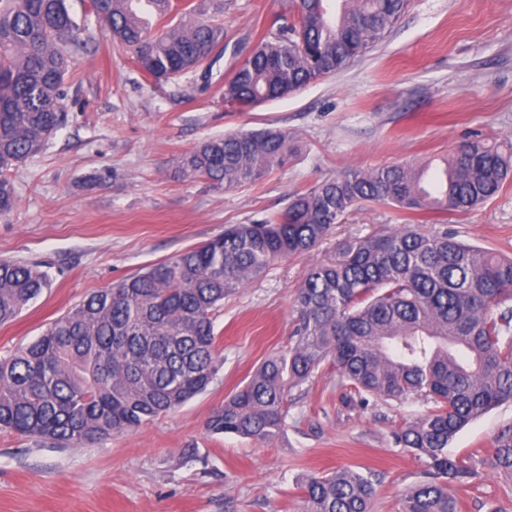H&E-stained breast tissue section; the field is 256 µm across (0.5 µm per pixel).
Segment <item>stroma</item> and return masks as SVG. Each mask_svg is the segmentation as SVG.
<instances>
[{"label":"stroma","mask_w":512,"mask_h":512,"mask_svg":"<svg viewBox=\"0 0 512 512\" xmlns=\"http://www.w3.org/2000/svg\"><path fill=\"white\" fill-rule=\"evenodd\" d=\"M291 0H224V56L291 17ZM91 51L68 91L70 120L16 175L0 217V259L42 264L51 286L0 325V358L35 340L93 291L223 232L280 213L291 193L348 167L451 153L477 138L512 141V0H409L384 42L343 71L251 108L224 102L220 82L189 72L156 88L91 24ZM281 128L298 149L284 167L233 191L181 175L183 154L238 129ZM448 225L466 243L512 253V185L478 210L408 214L367 203L331 240L279 261L225 298L214 326L224 365L177 411L91 445L56 447L0 429V512H301L302 477L339 468L378 479L371 512H400L427 467L393 432L420 401L359 406L332 370L293 390L284 432L269 443L209 433L213 409L288 344L308 266L336 240L384 226ZM512 403L477 418L448 451L471 475L451 486L459 512H512V478L491 465Z\"/></svg>","instance_id":"stroma-1"}]
</instances>
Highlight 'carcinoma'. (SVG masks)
<instances>
[{
  "mask_svg": "<svg viewBox=\"0 0 512 512\" xmlns=\"http://www.w3.org/2000/svg\"><path fill=\"white\" fill-rule=\"evenodd\" d=\"M294 0L291 19L260 38L224 84V100L252 106L336 74L382 43L407 0ZM113 45L154 85L199 69L224 50V0H89ZM68 0H0V215L17 202L9 172L39 155L68 120L66 83L90 52ZM295 135L236 130L186 152L180 171L231 191L282 167ZM432 163L346 168L289 195L288 206L233 224L195 248L85 297L34 341L0 359V428L63 447L134 432L208 390L222 368L214 329L224 298L275 262L316 250L365 203L407 213L469 212L512 182V146L473 139ZM50 286L37 264L0 260V325ZM289 346L266 359L208 418L212 434L270 442L284 431L290 392L327 365L361 405L421 400L393 432L424 459L430 479L400 512H458L451 483L471 475L448 454L465 425L512 401V257L457 240L444 227L398 228L336 242L294 299ZM491 466L512 475V429ZM302 512H370L372 475L350 468L308 475Z\"/></svg>",
  "mask_w": 512,
  "mask_h": 512,
  "instance_id": "obj_1",
  "label": "carcinoma"
}]
</instances>
